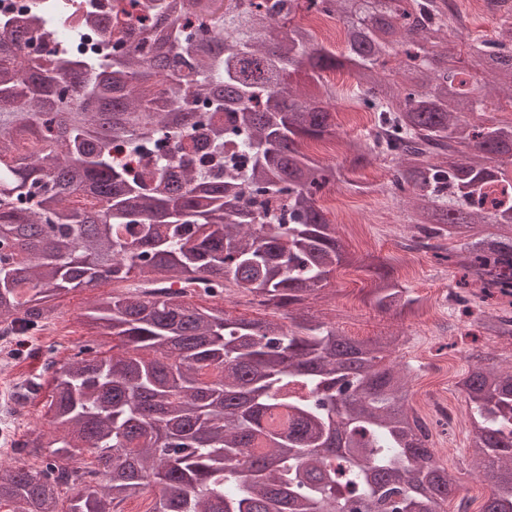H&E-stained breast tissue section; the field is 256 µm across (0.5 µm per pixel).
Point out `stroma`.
Here are the masks:
<instances>
[{
  "mask_svg": "<svg viewBox=\"0 0 512 512\" xmlns=\"http://www.w3.org/2000/svg\"><path fill=\"white\" fill-rule=\"evenodd\" d=\"M336 121L337 138L309 149L316 161L336 165L342 173L331 188L336 201L328 210L331 216L345 219L340 231L346 249L390 266L395 278L420 298L421 308L416 313L376 311L368 298L371 271L349 266L336 270L321 299L310 303V312L362 340L399 336V344L387 353L383 363L409 369V403L428 419L439 462L458 478L457 492L449 498L448 508L455 512L459 502L465 501L469 512H480L491 488L477 478L471 464V424L461 382L471 366L469 353L490 354L501 366L512 365V339L486 335L476 317L460 315L454 293L464 269L437 259L432 252L407 249L414 232V212L391 192L390 159L381 156L357 170L345 162L342 139L364 134L372 123L371 114L349 112L338 115ZM89 301L85 291L58 295L54 320L65 328V336L52 346L37 335H29V346L10 373L12 381L29 376L49 381V373L43 370L49 357L64 362L84 344L102 352L111 347V338L89 335L81 322Z\"/></svg>",
  "mask_w": 512,
  "mask_h": 512,
  "instance_id": "1",
  "label": "stroma"
}]
</instances>
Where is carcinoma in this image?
<instances>
[{"mask_svg": "<svg viewBox=\"0 0 512 512\" xmlns=\"http://www.w3.org/2000/svg\"><path fill=\"white\" fill-rule=\"evenodd\" d=\"M68 2L0 18V322L31 332L62 291L128 286L86 314L111 355L83 345L46 363L50 429L13 448L39 463L0 476V503L122 512L155 487L150 512H445L455 475L405 406L407 374L381 366L398 337L356 340L304 311L357 258L318 206L342 173L302 145L335 134L322 73L349 69L373 114L370 134L345 139L352 165L391 158L418 233L463 239L456 263L483 296L507 294L512 206L484 199L512 182V120L469 116L489 111L490 85L512 98V0H481L496 38H474L464 66L448 0H117L110 22ZM304 12L340 18L356 34L346 52L294 23ZM93 24L107 56L85 47ZM117 144L147 162H117ZM371 268L377 310L418 302ZM192 282L209 304L172 289ZM228 283L282 318L227 317ZM462 386L492 486L480 512H512V372L474 366ZM80 443L88 463L70 459Z\"/></svg>", "mask_w": 512, "mask_h": 512, "instance_id": "1", "label": "carcinoma"}]
</instances>
